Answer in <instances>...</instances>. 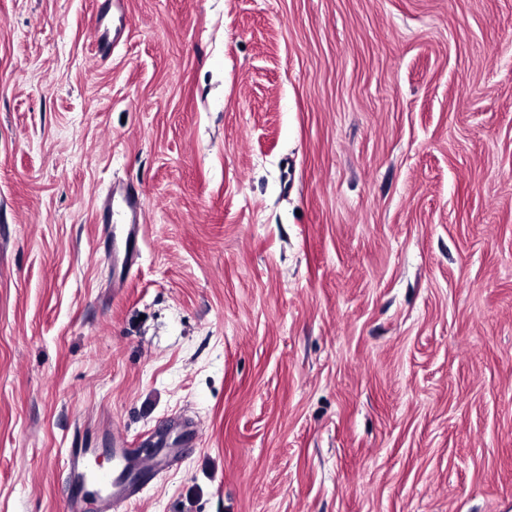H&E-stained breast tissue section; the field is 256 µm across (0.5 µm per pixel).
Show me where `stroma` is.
<instances>
[{
	"instance_id": "stroma-1",
	"label": "stroma",
	"mask_w": 512,
	"mask_h": 512,
	"mask_svg": "<svg viewBox=\"0 0 512 512\" xmlns=\"http://www.w3.org/2000/svg\"><path fill=\"white\" fill-rule=\"evenodd\" d=\"M123 7L0 0V512H512V0ZM119 206L120 211L128 221L126 228V246L123 253L113 251L112 249V262L115 265H120L121 270H125L127 266L133 261L134 253L130 250L131 242L137 241L141 229L139 217L142 213V201L140 195L134 190H127L120 198ZM112 473L101 471L89 472L90 448H73L69 454V466L72 473L88 474L90 485L105 488L112 487V493L103 503V512H127L139 493L141 484L149 466L142 462L134 448L116 434L112 435ZM91 476V477H90Z\"/></svg>"
}]
</instances>
